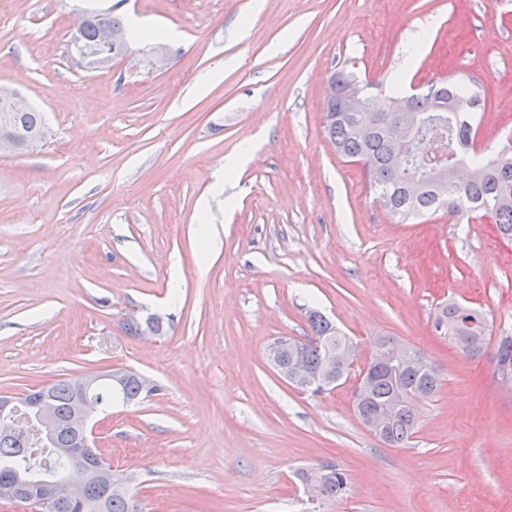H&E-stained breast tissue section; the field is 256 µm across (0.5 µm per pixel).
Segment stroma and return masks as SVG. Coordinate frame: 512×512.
<instances>
[{"instance_id": "obj_1", "label": "stroma", "mask_w": 512, "mask_h": 512, "mask_svg": "<svg viewBox=\"0 0 512 512\" xmlns=\"http://www.w3.org/2000/svg\"><path fill=\"white\" fill-rule=\"evenodd\" d=\"M108 10L136 39L109 68L77 64L72 15ZM338 71L477 85L493 154L512 138V0H0V86L47 127L39 151L0 155V394L118 367L152 379L98 416L144 512H512L495 349L470 357L433 329L453 300L512 333V243L462 215L387 213L325 136ZM311 307L361 351L396 336L442 369L409 446L362 425L353 381L313 396L268 363L277 338L311 337ZM154 314L162 334H126ZM321 463L349 473L348 499H307L295 472Z\"/></svg>"}]
</instances>
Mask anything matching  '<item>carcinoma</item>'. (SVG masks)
<instances>
[{
  "label": "carcinoma",
  "instance_id": "carcinoma-1",
  "mask_svg": "<svg viewBox=\"0 0 512 512\" xmlns=\"http://www.w3.org/2000/svg\"><path fill=\"white\" fill-rule=\"evenodd\" d=\"M105 30H125L122 22L110 14L93 13L83 32V43L95 47L99 35ZM457 100H470L473 107L481 105V96L471 86L450 85L442 80L430 85L422 94L408 96L409 108L427 121L444 126L446 159L452 158L453 145H461L475 138L478 126L475 119L466 120L458 112H438L436 106L452 104ZM326 112L325 132L336 153L353 162H364V173L369 187L389 213L405 221L412 217L430 218L440 211L461 213L462 202L468 212L493 216L501 235L512 238V154L497 153L488 158L460 161L462 172L460 187L453 193L440 194L431 186V162L424 151H412L404 163L393 159L392 149L385 131L386 112ZM23 134L45 133L43 114L34 107L16 109L11 103L0 107V115ZM308 321L315 338L309 341L283 340L281 364L291 355L303 357L307 374L324 378L335 384L347 377L342 367L328 368L329 357L353 343L335 324L320 312H308ZM434 328H442L439 335L459 350H464L466 337L484 336L489 323L479 310L450 301L437 307ZM495 370L512 375V336L497 341ZM442 375L438 367L423 370L414 364L387 368L378 373L368 370L363 383L369 385L366 396L353 399L357 417L366 413L390 410L384 443L402 447L414 438L418 430L417 405L432 399L440 390ZM43 390L59 421H67L72 414L73 390L71 380L65 378L43 385ZM140 381L130 374L114 385L103 379L93 392L96 401L104 406L120 399L129 403L144 399L140 394ZM38 445V437L19 439L0 430V487L18 478L39 483L61 470H81L96 464L100 458L97 447L84 449L78 458L60 459L52 451L36 465L31 460V449ZM320 479V499L342 500L349 494L351 479L348 473L333 464H318L298 471L297 476L307 482L311 476ZM130 490L108 495L99 504L92 500L73 502L64 512H137Z\"/></svg>",
  "mask_w": 512,
  "mask_h": 512
}]
</instances>
